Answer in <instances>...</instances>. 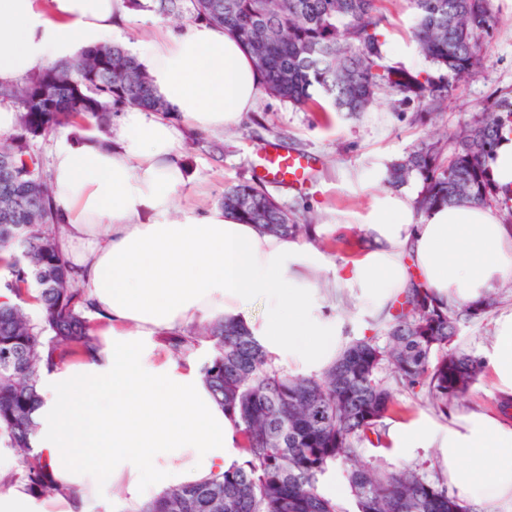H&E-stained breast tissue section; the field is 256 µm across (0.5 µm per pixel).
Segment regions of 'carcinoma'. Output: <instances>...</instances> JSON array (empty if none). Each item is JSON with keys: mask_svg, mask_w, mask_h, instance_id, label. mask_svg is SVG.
Wrapping results in <instances>:
<instances>
[{"mask_svg": "<svg viewBox=\"0 0 512 512\" xmlns=\"http://www.w3.org/2000/svg\"><path fill=\"white\" fill-rule=\"evenodd\" d=\"M189 19L235 35L250 53L269 95L298 107L364 111L385 90L412 93L440 106L449 88L422 83L382 65L375 29L383 21L378 0H189ZM412 31L425 60L459 81L474 69L495 21L492 0H412ZM0 101L18 107L15 133L0 141V445L25 464L28 491H53L51 475L32 454L42 368L54 359L96 349L78 273L59 251V208L33 140L62 129L95 126L108 133L112 113L139 107L165 114L146 69L119 45L84 48L75 58L0 86ZM512 129V101L483 109L476 124L452 135L445 162L433 143L418 145L388 167V184L418 178L421 214L465 201L489 202L497 193L489 164L502 129ZM224 211L270 233L303 238L298 224L257 183L224 191ZM39 306L32 316L29 290ZM494 299L462 310L436 303L411 288L391 307L377 337L352 340L319 376H294L274 364L249 333L224 321L190 331L192 344L210 343L201 368L204 383L231 414L244 460L210 481L165 491L142 512H345L319 490L336 464L347 476L356 512H471L415 469L387 470L366 459L363 444L379 446L384 420L399 412L398 390L420 394L448 416V404L466 394L483 371L480 357L454 345L460 324L488 314Z\"/></svg>", "mask_w": 512, "mask_h": 512, "instance_id": "cac0c4a2", "label": "carcinoma"}]
</instances>
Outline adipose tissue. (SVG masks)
<instances>
[{
    "mask_svg": "<svg viewBox=\"0 0 512 512\" xmlns=\"http://www.w3.org/2000/svg\"><path fill=\"white\" fill-rule=\"evenodd\" d=\"M129 21L126 0H0V85L112 43ZM131 49L172 115L131 107L110 141L64 132L51 150L60 250L80 273L101 339L39 379L36 449L58 512H86L107 489L120 493L116 512H140L241 460L235 421L200 374L206 352L175 358L171 337L230 321L291 374L317 375L349 340L343 299L366 327L410 288L460 308L512 279V226L484 203L421 214L412 194L372 193L355 217L368 245L340 263L316 244L321 228L293 240L219 206L177 207L185 132L239 125L257 106L261 76L235 36L203 21L178 32L157 24ZM481 359L499 396L512 398V311L497 316ZM381 448L400 459L437 449L456 499L512 512V418L481 407L445 423L421 415L390 423Z\"/></svg>",
    "mask_w": 512,
    "mask_h": 512,
    "instance_id": "adipose-tissue-1",
    "label": "adipose tissue"
}]
</instances>
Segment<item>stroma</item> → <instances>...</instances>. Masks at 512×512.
Listing matches in <instances>:
<instances>
[{"label":"stroma","instance_id":"35a3bbf8","mask_svg":"<svg viewBox=\"0 0 512 512\" xmlns=\"http://www.w3.org/2000/svg\"><path fill=\"white\" fill-rule=\"evenodd\" d=\"M385 31L410 47L407 72L419 80L449 84L447 72L426 62L412 38L415 10L410 0H380ZM495 24L470 77L454 84L446 102L429 108L412 96L384 93L365 111L346 115L299 108L261 95L256 112L235 129L193 133L186 140L188 181L183 197L220 205L229 186L251 178L257 156L269 145L312 153L319 163L300 188L267 185V192L301 224L342 221L363 210L371 192L385 189L377 174L423 142L450 148L451 135L470 124L482 108L512 92V0H494ZM493 313L462 323L460 350L477 355L490 346L496 315L512 309V279L496 290Z\"/></svg>","mask_w":512,"mask_h":512}]
</instances>
